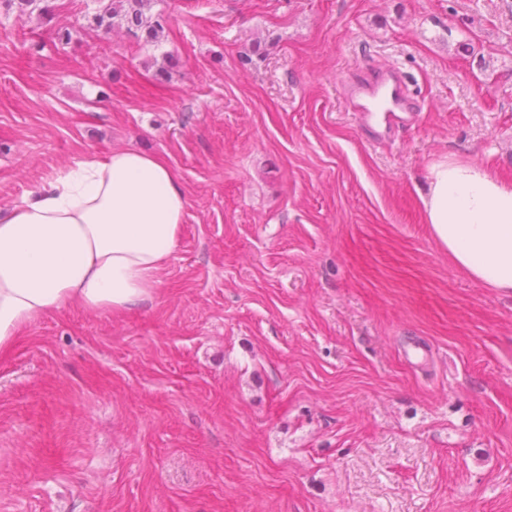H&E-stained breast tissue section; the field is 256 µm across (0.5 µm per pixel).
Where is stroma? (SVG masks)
Listing matches in <instances>:
<instances>
[{"mask_svg": "<svg viewBox=\"0 0 512 512\" xmlns=\"http://www.w3.org/2000/svg\"><path fill=\"white\" fill-rule=\"evenodd\" d=\"M54 3L0 13V209L125 148L188 207L153 301L0 354V512H512V292L420 200L449 156L512 181V0H157L149 44ZM391 66L422 111L377 141L341 86Z\"/></svg>", "mask_w": 512, "mask_h": 512, "instance_id": "obj_1", "label": "stroma"}]
</instances>
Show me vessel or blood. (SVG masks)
I'll list each match as a JSON object with an SVG mask.
<instances>
[{
  "mask_svg": "<svg viewBox=\"0 0 512 512\" xmlns=\"http://www.w3.org/2000/svg\"><path fill=\"white\" fill-rule=\"evenodd\" d=\"M403 84L402 75L390 72L378 76L371 84L351 87V96L358 99L354 110L366 116L376 137L407 127L416 116L417 107L404 96Z\"/></svg>",
  "mask_w": 512,
  "mask_h": 512,
  "instance_id": "obj_1",
  "label": "vessel or blood"
}]
</instances>
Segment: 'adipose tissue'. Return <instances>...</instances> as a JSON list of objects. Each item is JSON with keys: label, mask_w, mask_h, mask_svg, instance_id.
<instances>
[{"label": "adipose tissue", "mask_w": 512, "mask_h": 512, "mask_svg": "<svg viewBox=\"0 0 512 512\" xmlns=\"http://www.w3.org/2000/svg\"><path fill=\"white\" fill-rule=\"evenodd\" d=\"M425 221L460 270L512 292V182L459 159L432 164ZM188 206L160 156L87 154L0 212V352L76 304L121 312L152 300Z\"/></svg>", "instance_id": "adipose-tissue-1"}]
</instances>
